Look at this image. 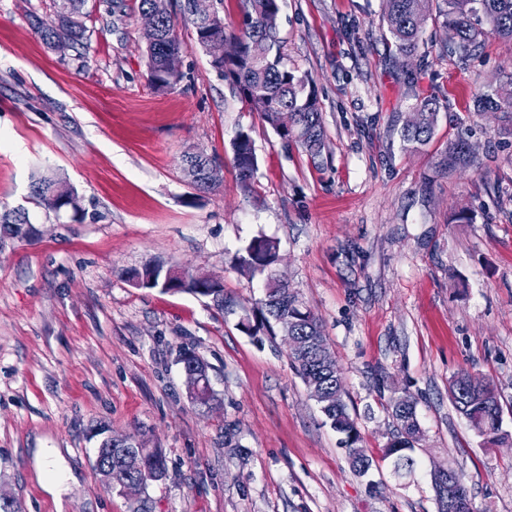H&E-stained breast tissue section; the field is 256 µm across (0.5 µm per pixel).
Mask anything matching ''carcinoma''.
<instances>
[{"instance_id": "1", "label": "carcinoma", "mask_w": 512, "mask_h": 512, "mask_svg": "<svg viewBox=\"0 0 512 512\" xmlns=\"http://www.w3.org/2000/svg\"><path fill=\"white\" fill-rule=\"evenodd\" d=\"M245 14L243 27L239 32L228 33L216 27L201 36L210 65L224 79L235 84L252 109L258 112L284 141L302 147L311 157L322 156L326 148V134L321 114L315 102L305 94L307 78L296 74L283 64L281 44L278 37V17L281 0H244ZM54 9L61 12L70 5L68 13L78 20L63 17L54 31L40 30L44 43L53 38L80 45L86 40L83 17L84 0H53ZM445 18V27L452 34L451 51L461 60L467 59L485 35L483 24L501 38L512 40V0H386L383 22L394 45L403 57L414 54L418 45L419 30L426 16L432 10ZM163 35L172 40L160 41L147 34L143 35L148 53V70L151 83L158 88L173 87L183 78L181 70L166 67L165 48H181L172 20L160 24ZM230 39L236 44V53L219 60L214 57L209 45L213 41ZM477 110L501 112L512 120V100H503L490 94L476 100ZM437 101L423 98L414 106V118L402 130L403 141L425 146L430 142L437 122ZM233 160L243 189H250V180L257 168V157L248 132L240 130L233 142ZM198 165L211 172L197 186L203 192L216 191L222 186L219 160L214 156L196 157ZM474 163L468 143L461 139L448 149V170L466 167ZM58 190L73 198L69 211L79 214L83 211L77 192L61 180L40 178L31 185V195L52 211H58L51 191ZM276 259V245L265 237L254 238L237 257L238 267L245 273L255 275L265 272ZM259 316L244 331L253 337L271 326L288 320L296 335L308 341L318 340L325 351H330L320 319L303 306L288 288L273 281L263 299L257 302ZM289 358L301 376L308 374L322 377L330 387L336 385V376L327 375L321 369L320 355L316 350L289 353ZM450 396L456 411L463 416L480 435L489 442L497 443L508 438L502 432L503 408L491 381L481 375L463 370L454 377ZM321 412L337 433L344 435L346 448H356L361 441L355 419L344 402L321 408ZM394 416L397 420L396 433L386 447V456L394 459L395 470L412 471L415 459L411 452L417 442L420 428L416 418L414 401L405 396L395 401ZM451 482H442L434 488L439 512L445 510L448 499V484H453V494L464 508L461 512H472L470 491L464 476L449 468ZM105 485L112 489L120 487L126 479H137L145 484L159 480L166 474L165 457L157 448L133 450H112V468L98 467Z\"/></svg>"}]
</instances>
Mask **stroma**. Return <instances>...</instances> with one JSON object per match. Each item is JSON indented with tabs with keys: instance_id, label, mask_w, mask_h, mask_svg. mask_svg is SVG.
<instances>
[{
	"instance_id": "obj_1",
	"label": "stroma",
	"mask_w": 512,
	"mask_h": 512,
	"mask_svg": "<svg viewBox=\"0 0 512 512\" xmlns=\"http://www.w3.org/2000/svg\"><path fill=\"white\" fill-rule=\"evenodd\" d=\"M169 8L184 78L161 91L138 0H86V44L61 52L37 29L53 0H0V215L29 217L0 233V495L18 512H438L431 473L452 463L473 512H512V134L474 108L512 93V40L487 34L462 62L433 14L406 61L383 0H282L284 62L308 77L326 131L315 163L211 67L180 0ZM426 97L438 121L414 149L400 131ZM241 129L258 158L248 192L231 148ZM460 139L475 163L446 173ZM196 150L223 162L219 191L189 183ZM48 171L76 189L82 218L32 198ZM257 236L277 245L268 277L236 265ZM154 265L221 281L224 310L134 287ZM271 280L321 319L369 476L352 471L281 327L242 328ZM186 350L209 366L208 403L190 397ZM462 370L494 384L505 442L454 409ZM405 395L420 425L409 476L385 455ZM107 435L161 449L165 478L105 488ZM46 453L60 487L38 466Z\"/></svg>"
}]
</instances>
